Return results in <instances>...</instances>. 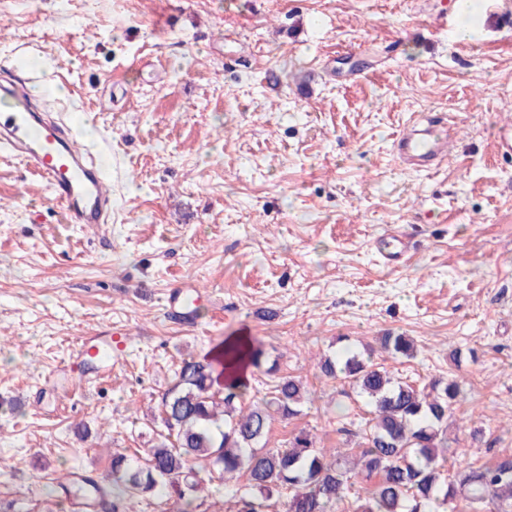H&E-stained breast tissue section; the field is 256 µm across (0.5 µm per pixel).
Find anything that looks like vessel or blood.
<instances>
[{"instance_id": "vessel-or-blood-1", "label": "vessel or blood", "mask_w": 512, "mask_h": 512, "mask_svg": "<svg viewBox=\"0 0 512 512\" xmlns=\"http://www.w3.org/2000/svg\"><path fill=\"white\" fill-rule=\"evenodd\" d=\"M4 91L14 97L15 103L0 112V144L45 182L52 202L63 210L69 223H108L112 197L87 151L34 111L24 83L9 84ZM450 131L439 116L426 113L412 117L406 131L394 139V151L404 164L416 170L435 169L452 146ZM375 247L385 264L394 267L410 250L409 243L395 235L377 239Z\"/></svg>"}]
</instances>
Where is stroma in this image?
Instances as JSON below:
<instances>
[{
	"mask_svg": "<svg viewBox=\"0 0 512 512\" xmlns=\"http://www.w3.org/2000/svg\"><path fill=\"white\" fill-rule=\"evenodd\" d=\"M482 0L468 40L455 0H0V84L53 90L38 106L108 169L112 220L66 223L41 179L0 154V512H61L66 471L109 480L113 450L163 430L183 359L246 334L276 362L245 396L302 380L297 417L355 448L370 408L320 355L371 349L424 387L457 379L449 469L512 457V17ZM415 112L452 113L460 145L413 173L392 141ZM420 242L398 267L374 242ZM195 318L169 315L183 286ZM112 333V371L71 353ZM410 336L392 358L378 338ZM379 343L380 348L393 358L411 357L416 351L413 340L402 333L388 331L379 338Z\"/></svg>",
	"mask_w": 512,
	"mask_h": 512,
	"instance_id": "1",
	"label": "stroma"
}]
</instances>
